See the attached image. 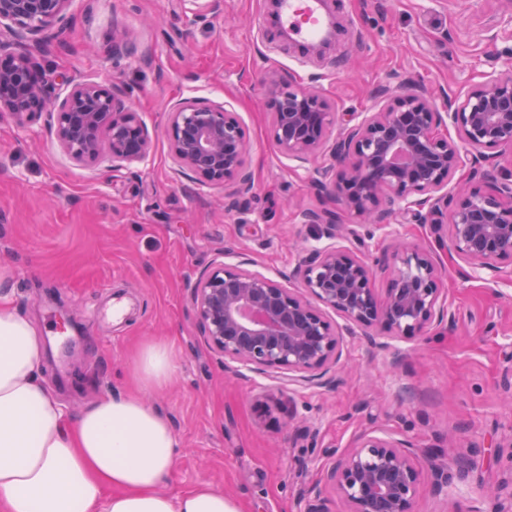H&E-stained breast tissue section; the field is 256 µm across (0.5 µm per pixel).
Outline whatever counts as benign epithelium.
Segmentation results:
<instances>
[{"label":"benign epithelium","instance_id":"1","mask_svg":"<svg viewBox=\"0 0 512 512\" xmlns=\"http://www.w3.org/2000/svg\"><path fill=\"white\" fill-rule=\"evenodd\" d=\"M73 0H0V112L25 124L47 115L60 149L77 162L108 153L118 172L146 161L152 137L139 113L126 107L119 85L65 80L55 94L42 61L49 37L64 42ZM124 30L112 29L109 51H128ZM270 94L273 138L280 152L298 161L317 157L339 113L317 90L290 89L274 71L264 78ZM456 136L448 133L435 99L405 87L385 108L353 121L332 146L336 179L320 173L316 181L354 216L381 220L399 208L431 228L434 240L477 273L512 282V173L490 194L445 190L461 168L469 175L494 177L488 156L467 159L470 148H512V68L464 97L444 102ZM167 135L177 165L193 172L203 187L245 184L248 146L245 132L223 104L181 100L167 113ZM324 225L331 240L354 231L332 211L306 215ZM393 274L384 295L371 287L375 269L354 250L333 243L314 249L299 262L294 277L301 289L214 259L197 277L190 300L206 345L224 358V368L239 377L277 371L299 388H327L334 382L344 337L355 329L382 350V331L397 337L427 335L449 323L454 312L443 295L444 271L434 252L403 244L392 255ZM340 315L334 324L327 311ZM423 449L385 430L361 434L341 453L327 481L347 503V512H414L422 482L417 459ZM428 453L434 493L465 478L471 461L457 455L440 462Z\"/></svg>","mask_w":512,"mask_h":512}]
</instances>
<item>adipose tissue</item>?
Instances as JSON below:
<instances>
[{
    "label": "adipose tissue",
    "mask_w": 512,
    "mask_h": 512,
    "mask_svg": "<svg viewBox=\"0 0 512 512\" xmlns=\"http://www.w3.org/2000/svg\"><path fill=\"white\" fill-rule=\"evenodd\" d=\"M0 275V512H240L202 484L168 494L181 444L169 419L134 395L99 396L70 416L42 376L44 344ZM145 389L175 371L167 344L135 356Z\"/></svg>",
    "instance_id": "ef3b65f1"
}]
</instances>
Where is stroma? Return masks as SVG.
<instances>
[{
  "label": "stroma",
  "instance_id": "stroma-1",
  "mask_svg": "<svg viewBox=\"0 0 512 512\" xmlns=\"http://www.w3.org/2000/svg\"><path fill=\"white\" fill-rule=\"evenodd\" d=\"M336 45L306 55L271 34L263 0H73L62 47L47 63L57 81L76 77L129 91L153 138L149 159L113 171L107 158L79 163L59 148L45 119L0 118V272L14 306L43 340L62 345L81 332L69 364L46 358L48 387L70 412L112 392L145 395L170 419L183 454L164 486L178 494L208 484L242 512H298L307 489L326 512H346L326 483L338 453L384 429L422 448L467 455V479L435 496L422 488L415 512H492L483 487L512 476L495 458L512 444V408L502 403L512 367V284L458 274L438 251L443 291L454 311L447 332L400 337L382 351L346 339L334 387H288L279 373L230 379L204 343L190 287L220 252L267 276L290 272L304 250L324 246L305 215L324 209L353 225L344 239L368 261L390 255L400 236L425 244L427 226L389 214L362 224L334 196L318 193L329 148L314 161L285 157L274 142L263 81L276 71L292 87L318 90L340 112H374L405 82L441 98L480 87L512 66V12L503 0H334ZM130 42L109 54L113 24ZM189 99L225 104L250 146L251 188L199 186L174 162L167 108ZM122 316L106 314L110 301ZM171 344L176 372L142 391L133 355ZM400 362H393V355Z\"/></svg>",
  "mask_w": 512,
  "mask_h": 512
}]
</instances>
